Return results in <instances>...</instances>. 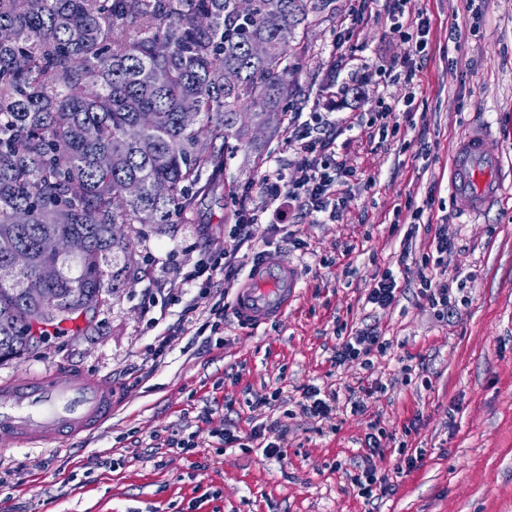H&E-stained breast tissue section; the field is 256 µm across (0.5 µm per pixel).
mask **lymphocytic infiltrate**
I'll return each instance as SVG.
<instances>
[{"mask_svg": "<svg viewBox=\"0 0 512 512\" xmlns=\"http://www.w3.org/2000/svg\"><path fill=\"white\" fill-rule=\"evenodd\" d=\"M408 25L410 31L405 36L409 44L407 53L403 57L391 59L382 65L381 70L394 75L398 82L411 88L419 81L420 67L417 60L426 54L430 21L421 15L409 20ZM351 128V122L345 117L336 119L321 112H312L306 116L298 112L289 113L288 141L297 156L294 174H287L276 163H267L258 191L262 197L274 203V210L267 214L249 206L247 202L239 203L232 249L199 261L187 275L188 281L198 287L199 298L207 302V316L199 318L196 306L190 305L184 308L181 323L197 324L202 333L209 330L215 332L221 328L224 323V301L212 297L211 283L219 273L228 282L238 277L240 267L235 261L238 250L247 248L253 255H261V244L253 235L255 224L264 220L271 224L285 223L290 211L296 209L328 220L335 219L337 209L344 202L345 187L351 177L350 171L336 160V141ZM450 251L451 244L447 235L435 234L431 252L425 259L427 272L421 278L419 289L421 297L429 306L444 311L453 305V290H465L474 280L472 273L462 270L449 274ZM299 406L304 415L319 419L330 418L345 409L353 415L361 414L364 410L361 398L352 396L342 401L335 391L315 385L304 390ZM210 435L228 448L243 444L254 445L261 449L264 458L278 460L282 457L284 437L277 434L272 425L261 423L252 426L243 437L218 428L211 430ZM379 451L376 435L367 434L366 448L360 456L358 472L351 479L359 497L372 505L387 501L395 490L389 475L378 473L372 463Z\"/></svg>", "mask_w": 512, "mask_h": 512, "instance_id": "obj_1", "label": "lymphocytic infiltrate"}]
</instances>
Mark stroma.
<instances>
[{
    "label": "stroma",
    "mask_w": 512,
    "mask_h": 512,
    "mask_svg": "<svg viewBox=\"0 0 512 512\" xmlns=\"http://www.w3.org/2000/svg\"><path fill=\"white\" fill-rule=\"evenodd\" d=\"M478 2L471 12L466 0H407L406 18H431L432 45L412 112H396V132L385 138L369 114L382 96L405 90L377 69L408 50L386 0H372L368 25L348 43L353 60L337 73L329 71V53L349 25L351 0H331L317 22L299 29L288 47L289 108L356 123L336 141L354 176L335 221L298 210L279 228L253 227L284 264L299 268L296 302L255 331L243 329L230 308L218 336L177 328L198 293L188 271L233 245L241 193L264 204L251 149L234 143L191 221L128 229L135 277L126 287L106 294L97 312L76 316L75 332L48 334L0 362V381L78 364L122 389L110 422L62 441L60 450L0 449V512H369L350 477L373 428L379 472L393 474L399 445L424 451L416 470L396 477L381 512H512V195L465 224L448 183L453 147L478 124L494 127L489 149L512 164V0ZM455 26L463 30L456 50L448 46ZM429 194L432 224L444 226L455 246L449 267L475 274L465 301L447 315L419 295L429 230L408 240L392 224L408 199ZM404 246L410 258L398 302L365 307L374 277ZM366 324L389 340L387 352L373 353L369 371L356 360L335 365L337 344ZM162 340L165 354L153 358ZM406 363L417 375H406ZM375 379L385 389L366 396L362 415L321 421L299 413L305 386L324 383L344 399ZM276 389V407L249 408ZM255 421L287 430L281 460L224 449L207 435L219 425L244 434ZM196 430L207 438L193 453L158 445L159 436Z\"/></svg>",
    "instance_id": "stroma-1"
}]
</instances>
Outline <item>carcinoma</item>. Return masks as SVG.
Instances as JSON below:
<instances>
[{
	"label": "carcinoma",
	"mask_w": 512,
	"mask_h": 512,
	"mask_svg": "<svg viewBox=\"0 0 512 512\" xmlns=\"http://www.w3.org/2000/svg\"><path fill=\"white\" fill-rule=\"evenodd\" d=\"M328 5L256 0L242 15L237 0H0V361L25 350L42 316L27 279L56 267L47 288L60 322L96 309L105 280L124 287L133 263L112 225L186 217L203 178L224 170L229 140L249 138L236 113L249 110L272 132L283 125L288 43ZM256 41L265 56L250 53ZM143 112L155 124L140 126ZM185 112L197 113V129L183 126ZM161 182L170 192L159 199ZM45 235L87 247L50 257L39 249ZM19 248L31 260L16 270Z\"/></svg>",
	"instance_id": "obj_1"
}]
</instances>
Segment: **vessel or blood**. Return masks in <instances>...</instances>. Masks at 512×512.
I'll return each instance as SVG.
<instances>
[{
  "instance_id": "1",
  "label": "vessel or blood",
  "mask_w": 512,
  "mask_h": 512,
  "mask_svg": "<svg viewBox=\"0 0 512 512\" xmlns=\"http://www.w3.org/2000/svg\"><path fill=\"white\" fill-rule=\"evenodd\" d=\"M491 127L474 128L455 147L450 184L459 216L473 221L512 191L500 156L486 143ZM297 271L277 258L260 259L238 288L235 316L256 329L283 315L297 299ZM120 388L103 386L76 366L24 372L0 383V442H47L73 436L109 418Z\"/></svg>"
}]
</instances>
